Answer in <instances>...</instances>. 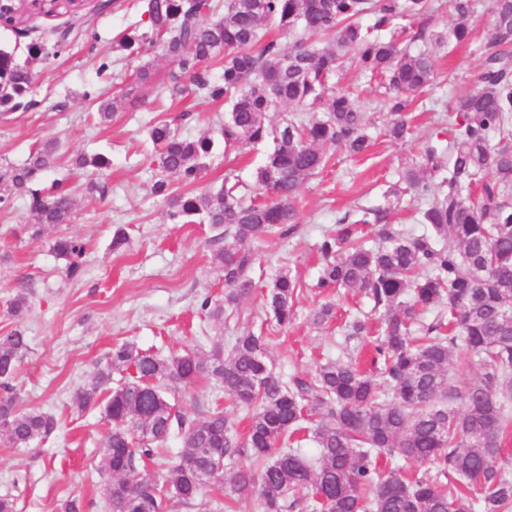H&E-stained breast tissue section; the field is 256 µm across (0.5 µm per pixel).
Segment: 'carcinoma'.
<instances>
[{
	"mask_svg": "<svg viewBox=\"0 0 512 512\" xmlns=\"http://www.w3.org/2000/svg\"><path fill=\"white\" fill-rule=\"evenodd\" d=\"M431 0H224L215 15L213 0H143L141 19L121 36L138 53L157 47L179 69L169 91H195L228 105L220 129L224 152L243 144L270 145L254 174V187L241 192L230 178L217 189L196 193L210 137L191 140L159 121L147 135L157 151L152 194L181 224L198 220L224 227L217 239L259 240L288 234L299 223L300 187L323 170L328 150L340 147L361 156L373 139L366 113L349 95L334 89L336 74L350 67L375 80L391 112L385 135L400 140L409 131L407 109L434 77L428 50L401 46V21L425 14ZM451 25L432 35L438 47L471 39L475 0H449ZM491 37L473 90L454 107L449 131L433 133L419 159L384 193V203L344 213L336 235L319 245L323 264L315 287L330 294L356 289L372 304L380 325L361 312L345 324L346 336H369L384 369L388 393L353 359L327 360L311 381L288 383L265 353L262 337L243 331L229 337V353L216 341L165 356L123 343L112 348L97 382L76 392L83 412L108 391L104 418L111 425L100 449L103 494L111 512H166L170 503L192 505L207 492L254 496L259 512H508L512 479L498 460L505 430L512 424V0H492ZM371 18L365 25L362 19ZM275 28L295 37L288 49L267 39ZM215 63L213 81L202 66ZM32 75L0 48V117L28 105ZM282 105L300 107L285 125L267 121ZM496 135L497 141L491 140ZM47 141L20 166L0 171V204L28 197L38 225L70 221L74 199L62 186L37 188L55 161ZM76 167L98 175L111 160L77 156ZM445 188L435 195L433 181ZM186 191L174 193V183ZM421 203V234L392 223L404 197ZM53 251L68 261L66 272H83L84 246L58 237ZM224 273V304L203 297L199 308L227 320L239 315L256 282L250 251L218 250ZM298 279L278 271L263 296L267 323L285 329L295 319ZM433 313L432 319L425 314ZM28 350L19 330L0 336V441L27 448L50 436L56 418L20 407L12 381ZM479 364L480 380L450 385L449 369ZM122 384L109 387L112 374ZM211 379L250 413L244 434L219 410L204 416L171 399L182 386ZM460 403L459 409L441 402ZM315 454L298 448L301 433ZM176 436L182 451L161 479L140 467L164 455ZM398 454L428 463L427 478L399 471L384 474L377 459ZM236 469L226 475L224 467ZM455 481L448 490L447 478Z\"/></svg>",
	"mask_w": 512,
	"mask_h": 512,
	"instance_id": "obj_1",
	"label": "carcinoma"
}]
</instances>
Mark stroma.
<instances>
[{"label":"stroma","instance_id":"1","mask_svg":"<svg viewBox=\"0 0 512 512\" xmlns=\"http://www.w3.org/2000/svg\"><path fill=\"white\" fill-rule=\"evenodd\" d=\"M87 0L83 31L57 56L29 59L33 42L53 46L56 34L71 25V14L31 13L21 29L0 26V46L28 64L33 76L34 104L0 120V165H18L33 145L57 141L58 158L45 183L60 180L75 197L70 223L36 232V219L26 201L0 207V335L21 330L29 340L15 385L21 405L52 414L55 431L29 448L0 444V495L15 499L17 512H64L67 500L88 501V512L101 506L105 477L98 471V452L110 426L102 408L76 411V392L91 384L113 344L130 342L142 350L180 352L198 337L225 339L229 329L207 320L197 310L202 296H224L218 249L235 247L233 238L214 243L210 224H176L151 193L149 171L156 152L148 127L165 121L180 135L215 139L198 184L216 188L224 178L251 187L262 162V147L248 146L225 154L219 127L224 105L197 97L193 89L170 97L160 95L175 66L160 50L141 55L114 50L115 39L138 18L127 7L100 8ZM490 0H477L471 43L434 50L435 77L425 100L411 108L405 140L378 137L361 157L332 152L327 166L300 189V222L288 236L271 234L247 243L258 257L255 279L268 280L279 269L290 270L302 283L296 298V319L283 330L261 324L263 299L247 297L240 326L262 331L267 354L285 378L307 380L326 359L368 352L366 339L344 338L341 317L322 325L310 316L324 302L312 288L320 270L318 246L334 234L336 220L359 207L380 204L396 182L406 159L415 157L436 127L438 115H451L457 100L474 86L482 62L481 48L491 35ZM108 71H101V64ZM151 64L152 78L142 84L116 83L117 74ZM117 100L111 117L91 122V99ZM107 155L112 166L102 176L105 195L86 190L88 177L72 161L76 154ZM126 244L113 247L116 229ZM80 240L85 247L81 277H68L65 259L51 245L57 235ZM26 295L28 313L8 314L16 295ZM185 409L200 414L219 409L241 421L237 405L215 382L203 381L175 394Z\"/></svg>","mask_w":512,"mask_h":512}]
</instances>
